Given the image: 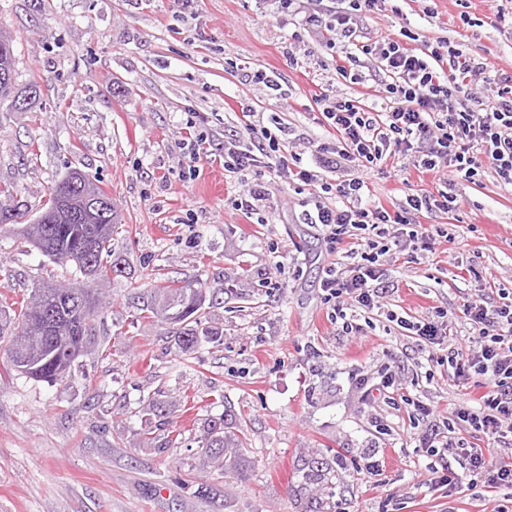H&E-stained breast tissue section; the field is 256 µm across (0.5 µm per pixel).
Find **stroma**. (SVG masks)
<instances>
[{
    "label": "stroma",
    "instance_id": "obj_1",
    "mask_svg": "<svg viewBox=\"0 0 512 512\" xmlns=\"http://www.w3.org/2000/svg\"><path fill=\"white\" fill-rule=\"evenodd\" d=\"M497 0H387L362 22L370 43L407 32L417 46L450 42L490 69L512 72V23L493 26ZM0 0V34L15 54L14 97L0 98V184L29 216L55 181L77 170L112 197L124 227L114 247L125 276L100 289L95 349L70 377L47 383L18 375L0 349V512H497L512 490L476 497L424 484L431 456L406 410L360 400L358 376L397 368L411 396L443 424L479 387H457L445 367L418 380L426 355L400 327L372 312L344 335L320 282L337 257L305 224L319 186L266 176L265 223L229 199L241 188L224 173V138L248 139L242 112L282 121L298 152L311 155L337 133L320 121L317 89L380 110L368 84L342 78L316 35L304 34L290 64L294 25L256 0ZM279 90L253 81L254 72ZM28 97L16 111L15 96ZM199 112L211 143L195 179L180 178L185 114ZM370 177L365 207L393 208L412 193L440 190L458 207L420 215L447 229L433 251H391L386 305L408 320L447 310L452 345L468 349L464 302L512 291V186L490 166L477 181L444 184L411 157L388 158ZM225 288L212 308L219 341L178 360L164 323L143 322L129 299L147 272ZM69 277L0 226V298L22 300L39 282ZM155 395L178 447L158 453L132 412ZM195 407H188L187 396ZM232 408L243 441L242 472L214 468L199 445L206 418ZM376 468H369L370 460ZM335 471L310 484L302 472Z\"/></svg>",
    "mask_w": 512,
    "mask_h": 512
}]
</instances>
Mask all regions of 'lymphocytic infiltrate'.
Masks as SVG:
<instances>
[{
    "label": "lymphocytic infiltrate",
    "instance_id": "f902f5d3",
    "mask_svg": "<svg viewBox=\"0 0 512 512\" xmlns=\"http://www.w3.org/2000/svg\"><path fill=\"white\" fill-rule=\"evenodd\" d=\"M275 14L303 30L324 36L331 52L344 55L351 66L369 59L373 70L385 76L380 86L384 112L366 110L355 100L321 96L324 125L336 130L337 146H319L312 162L282 147L286 125L260 127L253 146L230 139L224 143V171L237 177L254 173L246 189L238 191L231 206L246 216L259 213L267 190L264 169L303 185H319L335 199L318 201L306 221L316 227L331 252L350 257V264L332 267L321 281L325 300L336 303V317L345 333L358 331L361 312L379 309L388 290L385 257L395 247L432 251L435 236L416 222L417 214L456 209L454 196L411 194L403 204L388 209L366 208L363 190L385 157H412L415 168L441 181L445 176L472 180L479 174L477 154H484L499 180L512 185V75H491L485 63L464 56L454 47L411 43L389 38L378 45L363 42L360 22L381 9L384 0H342L340 8H311V0H265ZM358 161L357 176L327 181L324 171H340L343 162ZM463 313L472 334L468 352L449 351L448 366L455 385L481 387L476 405H462L455 416L492 441L508 460H488L483 449L465 445L452 431L431 428L420 438L427 453L440 458L462 454L469 480L449 469L430 467L429 483L457 491L460 486L492 492L512 489V292L499 290L495 299L485 295L467 300ZM387 321L412 331L428 351L445 346L450 336L447 311L438 309L413 322L387 311Z\"/></svg>",
    "mask_w": 512,
    "mask_h": 512
}]
</instances>
